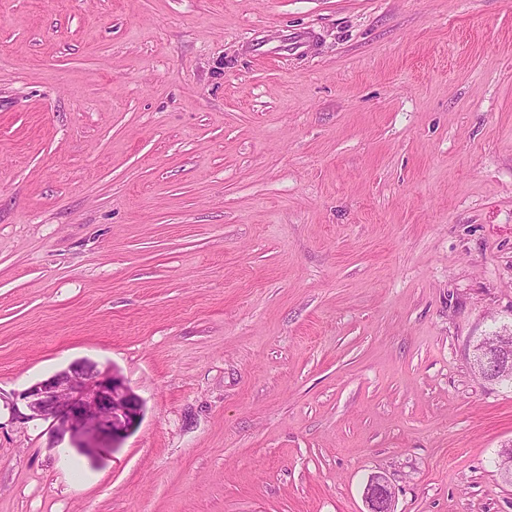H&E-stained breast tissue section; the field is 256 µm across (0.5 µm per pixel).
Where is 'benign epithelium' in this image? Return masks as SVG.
Masks as SVG:
<instances>
[{"instance_id": "obj_1", "label": "benign epithelium", "mask_w": 512, "mask_h": 512, "mask_svg": "<svg viewBox=\"0 0 512 512\" xmlns=\"http://www.w3.org/2000/svg\"><path fill=\"white\" fill-rule=\"evenodd\" d=\"M474 365L490 380H512V341L502 332L480 338L473 346ZM26 412L14 408L25 422H50L54 444L69 439L74 448H92L104 435L116 445L142 420L139 396L117 372L94 362L71 365L17 395ZM369 512H391L392 491L375 474L365 488Z\"/></svg>"}]
</instances>
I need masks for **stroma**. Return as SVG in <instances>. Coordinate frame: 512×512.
<instances>
[{"instance_id": "stroma-1", "label": "stroma", "mask_w": 512, "mask_h": 512, "mask_svg": "<svg viewBox=\"0 0 512 512\" xmlns=\"http://www.w3.org/2000/svg\"><path fill=\"white\" fill-rule=\"evenodd\" d=\"M506 328L512 0H0V512H512ZM503 332L483 336L473 346L474 365L490 380H512V336ZM29 414L13 404L25 422L50 420L57 447L68 435L72 448H94L104 435L112 447L134 432L142 420L139 396L114 370L94 362L70 365L17 395ZM368 512H391L392 491L386 478L375 474L365 488Z\"/></svg>"}]
</instances>
